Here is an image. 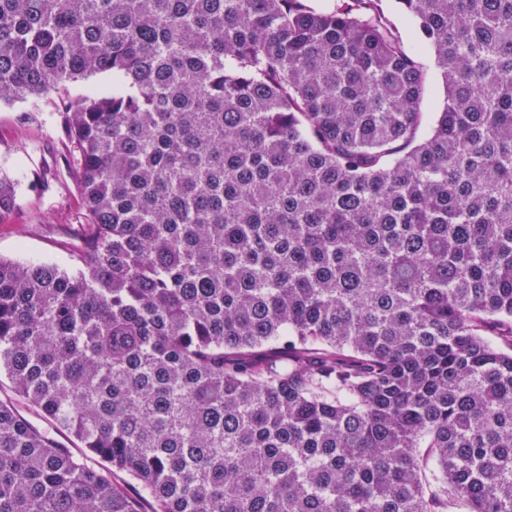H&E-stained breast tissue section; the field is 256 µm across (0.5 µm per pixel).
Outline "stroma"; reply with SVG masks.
Here are the masks:
<instances>
[{"instance_id": "35a3bbf8", "label": "stroma", "mask_w": 512, "mask_h": 512, "mask_svg": "<svg viewBox=\"0 0 512 512\" xmlns=\"http://www.w3.org/2000/svg\"><path fill=\"white\" fill-rule=\"evenodd\" d=\"M111 86V76L98 74L50 96L0 105V171L19 182L14 209L0 219V257L71 266L59 245L78 239L85 211L77 157L57 113L64 101Z\"/></svg>"}]
</instances>
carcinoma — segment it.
Returning a JSON list of instances; mask_svg holds the SVG:
<instances>
[{"label":"carcinoma","instance_id":"carcinoma-1","mask_svg":"<svg viewBox=\"0 0 512 512\" xmlns=\"http://www.w3.org/2000/svg\"><path fill=\"white\" fill-rule=\"evenodd\" d=\"M311 2L0 0V103L115 81L75 268L0 258V374L101 466L0 401V512H512V0ZM385 13L395 22L403 39L415 47L418 43V32L414 22L403 11L397 0H382ZM425 63L429 66V87H428V98L429 103L427 111L430 112V118L432 119L435 112H440V103L443 101L444 88L440 75L434 68L433 59L431 55H427Z\"/></svg>","mask_w":512,"mask_h":512}]
</instances>
